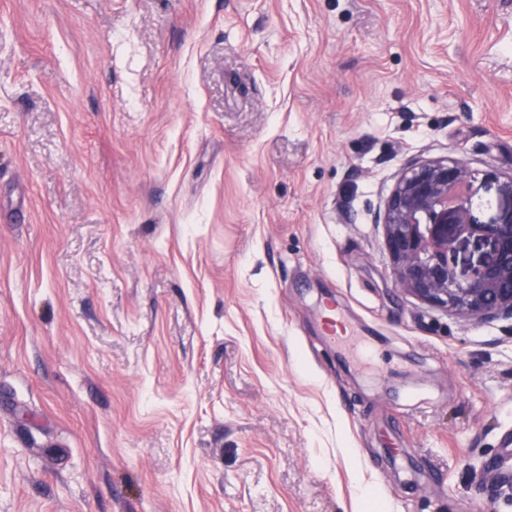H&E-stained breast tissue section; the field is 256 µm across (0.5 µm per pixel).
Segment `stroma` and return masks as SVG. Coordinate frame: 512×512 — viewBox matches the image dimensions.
I'll list each match as a JSON object with an SVG mask.
<instances>
[{
	"label": "stroma",
	"mask_w": 512,
	"mask_h": 512,
	"mask_svg": "<svg viewBox=\"0 0 512 512\" xmlns=\"http://www.w3.org/2000/svg\"><path fill=\"white\" fill-rule=\"evenodd\" d=\"M446 156L512 173V0H0V512H512V320L374 222ZM479 484L487 493L490 499L507 497L512 499V471L501 472L494 461H488L482 464L477 475Z\"/></svg>",
	"instance_id": "1"
}]
</instances>
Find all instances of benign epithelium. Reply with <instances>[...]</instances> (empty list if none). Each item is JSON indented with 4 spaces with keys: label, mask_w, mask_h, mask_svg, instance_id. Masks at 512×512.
Returning a JSON list of instances; mask_svg holds the SVG:
<instances>
[{
    "label": "benign epithelium",
    "mask_w": 512,
    "mask_h": 512,
    "mask_svg": "<svg viewBox=\"0 0 512 512\" xmlns=\"http://www.w3.org/2000/svg\"><path fill=\"white\" fill-rule=\"evenodd\" d=\"M491 184L504 206L482 222L474 206H483L480 190ZM376 221L402 292L473 321L512 319V174H481L450 157L411 162ZM471 240L488 251L460 273L455 258ZM477 479L488 498L512 499V471L488 461Z\"/></svg>",
    "instance_id": "1"
}]
</instances>
